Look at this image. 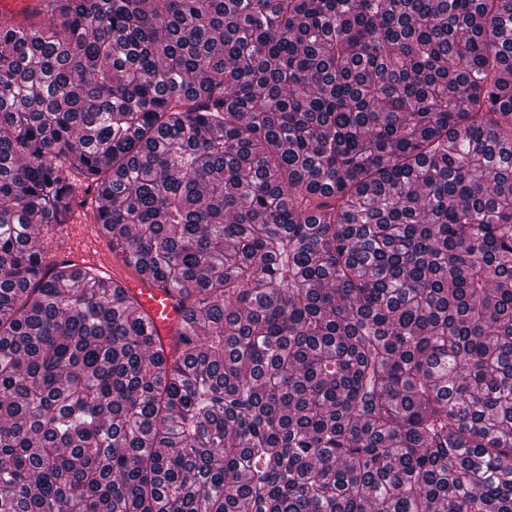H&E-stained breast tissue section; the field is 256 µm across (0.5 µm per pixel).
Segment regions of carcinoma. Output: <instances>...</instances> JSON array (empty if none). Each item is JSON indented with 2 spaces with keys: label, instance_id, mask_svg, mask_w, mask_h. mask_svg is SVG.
Returning a JSON list of instances; mask_svg holds the SVG:
<instances>
[{
  "label": "carcinoma",
  "instance_id": "carcinoma-1",
  "mask_svg": "<svg viewBox=\"0 0 512 512\" xmlns=\"http://www.w3.org/2000/svg\"><path fill=\"white\" fill-rule=\"evenodd\" d=\"M0 512H512V0L0 14ZM133 287L143 308L149 313L158 329L161 341L166 342L171 336L170 330L180 320V308L175 295L165 290L149 277H138Z\"/></svg>",
  "mask_w": 512,
  "mask_h": 512
}]
</instances>
